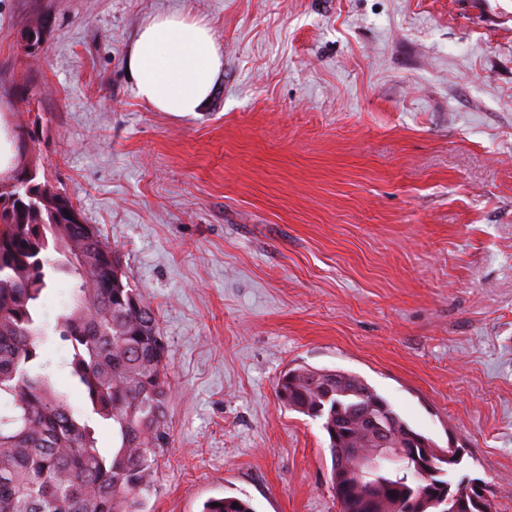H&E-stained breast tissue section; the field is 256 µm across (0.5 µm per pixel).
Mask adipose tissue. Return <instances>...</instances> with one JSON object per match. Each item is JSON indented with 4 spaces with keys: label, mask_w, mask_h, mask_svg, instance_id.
<instances>
[{
    "label": "adipose tissue",
    "mask_w": 512,
    "mask_h": 512,
    "mask_svg": "<svg viewBox=\"0 0 512 512\" xmlns=\"http://www.w3.org/2000/svg\"><path fill=\"white\" fill-rule=\"evenodd\" d=\"M136 97L157 112H200L224 68L212 27L181 13L160 14L137 32L126 60Z\"/></svg>",
    "instance_id": "obj_1"
}]
</instances>
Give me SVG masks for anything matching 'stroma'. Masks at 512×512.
<instances>
[{
  "label": "stroma",
  "mask_w": 512,
  "mask_h": 512,
  "mask_svg": "<svg viewBox=\"0 0 512 512\" xmlns=\"http://www.w3.org/2000/svg\"><path fill=\"white\" fill-rule=\"evenodd\" d=\"M175 11L224 49L195 114L126 75ZM0 102L168 343L148 512H340L292 369L359 376L512 512V0H0ZM211 503H220V506H211ZM233 503H237V508H233ZM200 512H256L250 500L233 497H211L203 503Z\"/></svg>",
  "instance_id": "1"
}]
</instances>
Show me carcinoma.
<instances>
[{"label": "carcinoma", "mask_w": 512, "mask_h": 512, "mask_svg": "<svg viewBox=\"0 0 512 512\" xmlns=\"http://www.w3.org/2000/svg\"><path fill=\"white\" fill-rule=\"evenodd\" d=\"M26 184L0 191V512H146L158 464L171 445L167 402L168 349L154 310L130 287L118 252L84 223L61 187L32 163ZM71 280L54 323L41 315L52 283ZM60 342V363L81 405L55 387L56 367L45 354ZM279 377L277 399L321 421L331 459L339 448L372 445L360 423L364 407L408 424L360 377L359 387L310 386L305 371ZM112 429V444L99 439ZM380 512L413 507L410 484L379 475ZM341 512H362L355 477L336 493ZM201 512H255L233 496L211 497Z\"/></svg>", "instance_id": "obj_1"}]
</instances>
